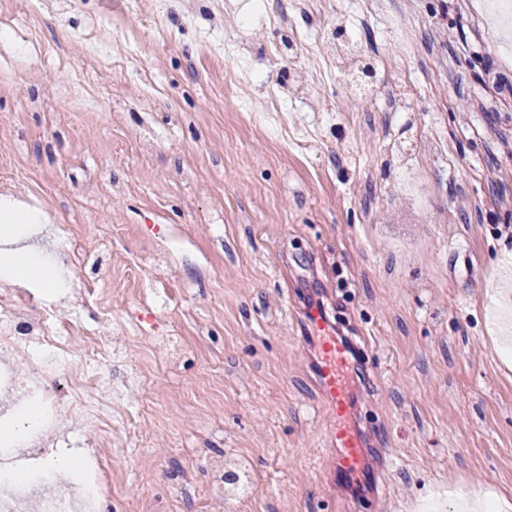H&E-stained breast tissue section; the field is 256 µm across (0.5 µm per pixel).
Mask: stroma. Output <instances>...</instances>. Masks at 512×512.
Here are the masks:
<instances>
[{
	"instance_id": "obj_1",
	"label": "stroma",
	"mask_w": 512,
	"mask_h": 512,
	"mask_svg": "<svg viewBox=\"0 0 512 512\" xmlns=\"http://www.w3.org/2000/svg\"><path fill=\"white\" fill-rule=\"evenodd\" d=\"M289 0H0V172L73 225L128 329L120 362L154 402L146 443L112 451L107 512H415L482 489L512 499V42L491 0H334L376 70L280 102L292 52L264 17ZM311 51L324 0L294 16ZM159 266L142 268L147 258ZM323 301L365 347L374 502L322 477L330 418L303 346ZM497 323L488 331L487 319ZM186 349L166 364L158 339ZM243 460L249 497L186 475Z\"/></svg>"
}]
</instances>
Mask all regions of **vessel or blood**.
Here are the masks:
<instances>
[{
  "label": "vessel or blood",
  "instance_id": "b4317fda",
  "mask_svg": "<svg viewBox=\"0 0 512 512\" xmlns=\"http://www.w3.org/2000/svg\"><path fill=\"white\" fill-rule=\"evenodd\" d=\"M303 313L316 381L331 417L335 453L330 475L339 486H367L374 478L368 469L373 442L356 417V391L350 385L356 376L355 349L337 336L323 307L309 304Z\"/></svg>",
  "mask_w": 512,
  "mask_h": 512
}]
</instances>
